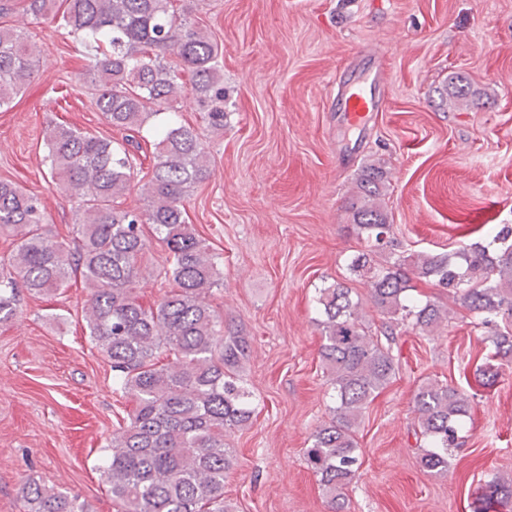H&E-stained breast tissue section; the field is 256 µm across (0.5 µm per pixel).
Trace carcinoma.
<instances>
[{"label":"carcinoma","instance_id":"1","mask_svg":"<svg viewBox=\"0 0 512 512\" xmlns=\"http://www.w3.org/2000/svg\"><path fill=\"white\" fill-rule=\"evenodd\" d=\"M175 0H65L59 25L94 64L83 74L96 90L95 106L109 126L128 132L122 142L54 124L44 136V164L51 187L77 200L74 248L48 235L37 195L0 180V235L16 248L0 261V323L16 316L23 288L44 295L76 278L90 290L89 336L115 372L120 390L134 403L125 424L112 434L101 479L115 512H228L224 474L233 451L224 436L251 423L253 409L239 385L251 339L224 329L209 303L221 273L189 224L185 198L209 175V156L198 131L171 120L153 143L152 176L140 187L141 209L115 200L133 188L141 133L161 111L191 92L202 120L224 132V73L211 37L174 7ZM36 48L22 31L0 25V108L8 106L33 77ZM441 102L473 103L468 80L451 78L438 91ZM388 172L363 166L346 210L364 249L349 270L361 277L368 300L395 325L410 324L432 335L450 311L437 301L419 303L413 281L448 290L475 317L496 326L512 318V227L491 229L486 243L454 252L400 249L386 209ZM166 246L165 276L175 288L156 304L139 301L134 288L148 251L145 230ZM322 363L331 375V420L304 450L333 512H345L346 492L356 479V429L364 409L396 375L393 338L365 330L361 299L336 283L320 291ZM493 354L476 365L475 378L491 386L496 360L512 363V331H495ZM174 355L163 363L160 356ZM469 398L456 387L423 383L415 396L414 435L426 445L420 457L430 472L448 465L457 433L470 417ZM25 512H87L85 503L53 486L27 479L21 487ZM486 509L512 512V483H488Z\"/></svg>","mask_w":512,"mask_h":512}]
</instances>
